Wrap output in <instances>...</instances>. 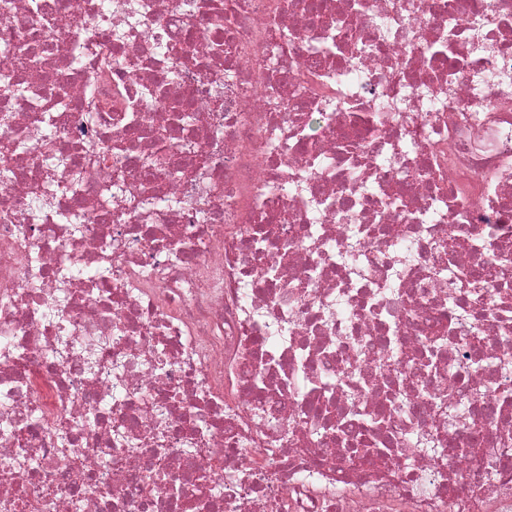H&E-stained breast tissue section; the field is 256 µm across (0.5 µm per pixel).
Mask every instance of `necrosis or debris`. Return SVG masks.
Instances as JSON below:
<instances>
[{"mask_svg": "<svg viewBox=\"0 0 512 512\" xmlns=\"http://www.w3.org/2000/svg\"><path fill=\"white\" fill-rule=\"evenodd\" d=\"M0 512H512V0H0Z\"/></svg>", "mask_w": 512, "mask_h": 512, "instance_id": "necrosis-or-debris-1", "label": "necrosis or debris"}]
</instances>
